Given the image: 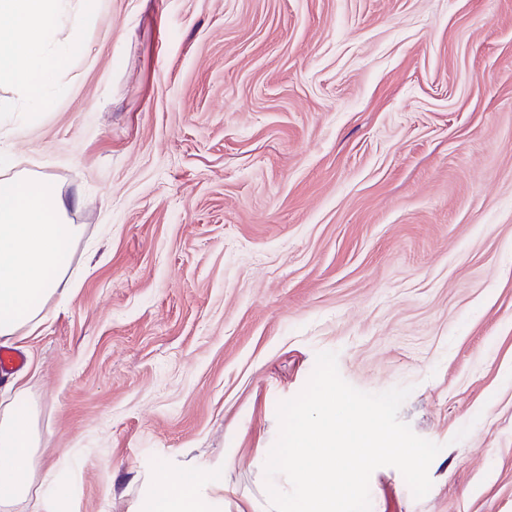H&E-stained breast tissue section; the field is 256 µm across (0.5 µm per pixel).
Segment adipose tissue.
Returning a JSON list of instances; mask_svg holds the SVG:
<instances>
[{
	"label": "adipose tissue",
	"instance_id": "adipose-tissue-1",
	"mask_svg": "<svg viewBox=\"0 0 512 512\" xmlns=\"http://www.w3.org/2000/svg\"><path fill=\"white\" fill-rule=\"evenodd\" d=\"M99 6L100 0H0V86L12 87L28 111L50 108L49 90L70 66ZM60 22L68 36L54 45ZM80 236L50 179L0 180V346L17 343L19 331L34 333L49 299H68L69 256ZM7 387L17 401L0 412V512L26 499L36 444L23 384L13 379ZM160 488L164 512H211L210 498L197 486L166 474Z\"/></svg>",
	"mask_w": 512,
	"mask_h": 512
}]
</instances>
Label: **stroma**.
Listing matches in <instances>:
<instances>
[{"instance_id": "obj_1", "label": "stroma", "mask_w": 512, "mask_h": 512, "mask_svg": "<svg viewBox=\"0 0 512 512\" xmlns=\"http://www.w3.org/2000/svg\"><path fill=\"white\" fill-rule=\"evenodd\" d=\"M11 174L83 228L27 359L31 490L160 512L168 473L267 512L318 352L440 444L371 512H512V0H102Z\"/></svg>"}]
</instances>
